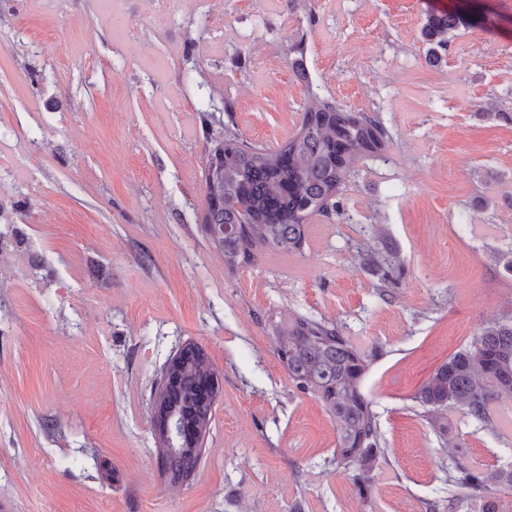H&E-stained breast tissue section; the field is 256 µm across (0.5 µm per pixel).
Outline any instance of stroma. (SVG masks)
<instances>
[{
    "mask_svg": "<svg viewBox=\"0 0 512 512\" xmlns=\"http://www.w3.org/2000/svg\"><path fill=\"white\" fill-rule=\"evenodd\" d=\"M461 15L439 61L427 11ZM378 121L302 253L231 270L199 218L206 114L276 147L308 92ZM0 512H429L452 490L414 396L512 319V0H0ZM336 327L372 363L370 499L275 322ZM192 342L223 381L172 491L149 398ZM452 410L470 465L512 466V404Z\"/></svg>",
    "mask_w": 512,
    "mask_h": 512,
    "instance_id": "obj_1",
    "label": "stroma"
}]
</instances>
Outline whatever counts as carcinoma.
I'll list each match as a JSON object with an SVG mask.
<instances>
[{"label":"carcinoma","mask_w":512,"mask_h":512,"mask_svg":"<svg viewBox=\"0 0 512 512\" xmlns=\"http://www.w3.org/2000/svg\"><path fill=\"white\" fill-rule=\"evenodd\" d=\"M459 23L448 13L429 12L424 36L446 45L448 31ZM209 123L224 127V136L214 140L206 156L202 224L231 270L252 264L264 249L284 255L301 252L312 217L340 212L347 174L359 160L384 149L385 132L377 123L315 94L304 103L297 132L275 148L244 142L213 114ZM274 333L276 354L288 377L318 400L336 423V462L357 471L361 495L369 499L370 474L383 449L371 402L361 389L369 369L367 357L336 328L308 317H291L275 325ZM176 354L180 367L175 384H164L166 367H161L150 405L176 406L207 435L215 402L199 400L197 388L217 375L216 369L194 343L184 344ZM415 400L433 429L457 450L461 444L448 426V409L494 425L490 408L512 401V321L479 327L466 347L431 374ZM158 453L162 475L174 490L189 481L203 456L200 447L174 453L160 448ZM452 486L448 512H456L466 501L481 512H497L490 492L512 491V468L480 470L459 455Z\"/></svg>","instance_id":"carcinoma-1"}]
</instances>
